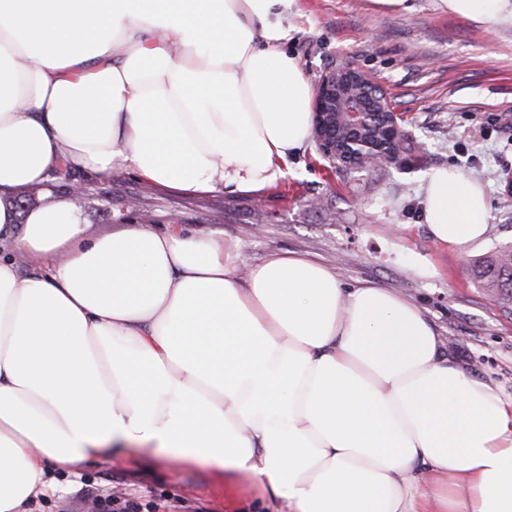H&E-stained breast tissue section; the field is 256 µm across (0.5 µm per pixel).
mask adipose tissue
Segmentation results:
<instances>
[{
  "label": "adipose tissue",
  "instance_id": "obj_1",
  "mask_svg": "<svg viewBox=\"0 0 512 512\" xmlns=\"http://www.w3.org/2000/svg\"><path fill=\"white\" fill-rule=\"evenodd\" d=\"M496 32L512 0H435ZM296 0H0V194L61 165L257 191L312 135ZM422 222L481 243L490 198L432 170ZM0 512L109 448L244 477L284 512H512V394L423 311L305 256L238 277L217 233L91 234L71 198L0 204ZM30 270L20 275L19 260Z\"/></svg>",
  "mask_w": 512,
  "mask_h": 512
}]
</instances>
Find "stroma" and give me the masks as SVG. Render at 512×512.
I'll return each instance as SVG.
<instances>
[{
    "label": "stroma",
    "instance_id": "obj_1",
    "mask_svg": "<svg viewBox=\"0 0 512 512\" xmlns=\"http://www.w3.org/2000/svg\"><path fill=\"white\" fill-rule=\"evenodd\" d=\"M287 49L310 84L349 61L374 74L421 145L420 154L349 186L327 168L316 145L290 160L286 175L256 192L224 188L186 195L142 182L124 171L100 179L67 166L45 184L54 194L80 183L82 223L97 232L141 222L129 197L144 201L151 225L221 232L239 245L248 269L275 254L306 255L336 271L346 287L365 282L418 305L449 353L479 379L512 393V303L491 299L462 256L478 259L512 245V28L488 32L434 0H408L387 11L372 0H298L283 19ZM446 166L486 185L491 202L485 240L461 252L433 241L421 222L420 186ZM425 257L432 273L415 268ZM52 491L29 512H85L87 502L112 498L148 512H262L246 483L209 465L182 468L151 449L117 451L78 471L53 472Z\"/></svg>",
    "mask_w": 512,
    "mask_h": 512
}]
</instances>
